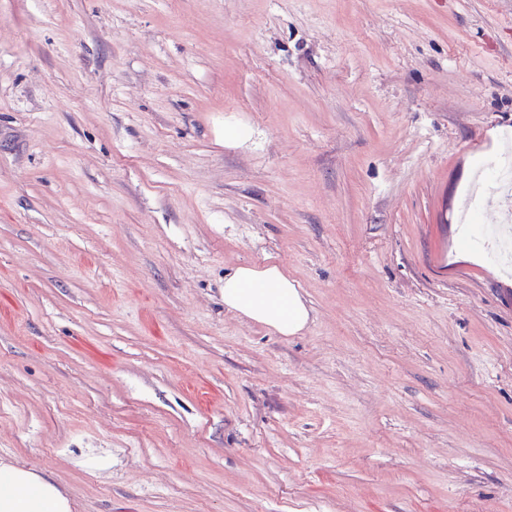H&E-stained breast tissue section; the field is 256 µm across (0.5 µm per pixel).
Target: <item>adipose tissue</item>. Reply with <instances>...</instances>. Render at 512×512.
I'll use <instances>...</instances> for the list:
<instances>
[{
  "label": "adipose tissue",
  "mask_w": 512,
  "mask_h": 512,
  "mask_svg": "<svg viewBox=\"0 0 512 512\" xmlns=\"http://www.w3.org/2000/svg\"><path fill=\"white\" fill-rule=\"evenodd\" d=\"M224 305L282 336L300 332L309 311L287 272L276 264L246 265L224 278ZM74 501L44 473L0 463V512H75Z\"/></svg>",
  "instance_id": "obj_1"
}]
</instances>
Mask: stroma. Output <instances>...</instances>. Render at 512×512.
<instances>
[{
	"label": "stroma",
	"mask_w": 512,
	"mask_h": 512,
	"mask_svg": "<svg viewBox=\"0 0 512 512\" xmlns=\"http://www.w3.org/2000/svg\"><path fill=\"white\" fill-rule=\"evenodd\" d=\"M508 143L512 0H0V461L76 512H512V266L456 252ZM266 261L297 335L224 306Z\"/></svg>",
	"instance_id": "35a3bbf8"
}]
</instances>
